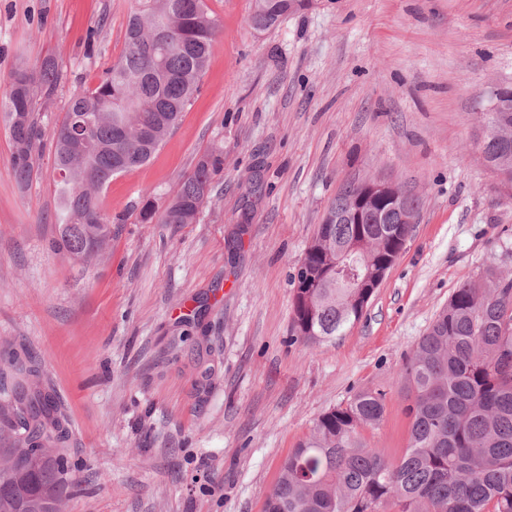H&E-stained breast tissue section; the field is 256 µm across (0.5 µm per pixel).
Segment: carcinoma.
Here are the masks:
<instances>
[{"label": "carcinoma", "mask_w": 512, "mask_h": 512, "mask_svg": "<svg viewBox=\"0 0 512 512\" xmlns=\"http://www.w3.org/2000/svg\"><path fill=\"white\" fill-rule=\"evenodd\" d=\"M128 19L124 50L98 84L73 94L55 131L58 210L55 250L88 260L112 240V216L102 189L112 177L146 164L200 91L219 20L206 0H137ZM298 0H253L257 31L274 27ZM60 78L52 58L13 71L0 100L13 144L12 175L20 186L34 174L42 132L39 107ZM498 137L482 140L487 164L512 185V112L487 113ZM222 154H203L161 214L152 200L144 221L193 224L207 201L204 188ZM390 224H321L294 277L293 335L328 342L362 316L358 289L336 281V261L350 244L358 277L371 278L405 242L385 236ZM4 363L24 377L0 397V512H53L67 466L60 448L68 433L39 372L18 354ZM413 393L407 407V448L387 460L362 431L384 419V395L363 390L321 414L310 435L280 467L264 512H380L392 500L398 512H512V277L488 271L454 289L403 366Z\"/></svg>", "instance_id": "carcinoma-1"}]
</instances>
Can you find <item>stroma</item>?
I'll return each mask as SVG.
<instances>
[{
  "label": "stroma",
  "instance_id": "1",
  "mask_svg": "<svg viewBox=\"0 0 512 512\" xmlns=\"http://www.w3.org/2000/svg\"><path fill=\"white\" fill-rule=\"evenodd\" d=\"M207 3L201 91L104 189L120 222L79 261L50 247L54 133L118 60L134 0H0V96L21 64L61 74L28 186L0 125V353L36 367L64 416L61 512H263L315 419L365 389L386 404L365 437L398 461L408 355L461 281L512 272V196L479 146L492 89L512 84V0H303L265 32L251 0ZM215 148L198 222H141ZM369 180L418 197L417 222L361 318L304 344L294 275L332 200Z\"/></svg>",
  "mask_w": 512,
  "mask_h": 512
}]
</instances>
